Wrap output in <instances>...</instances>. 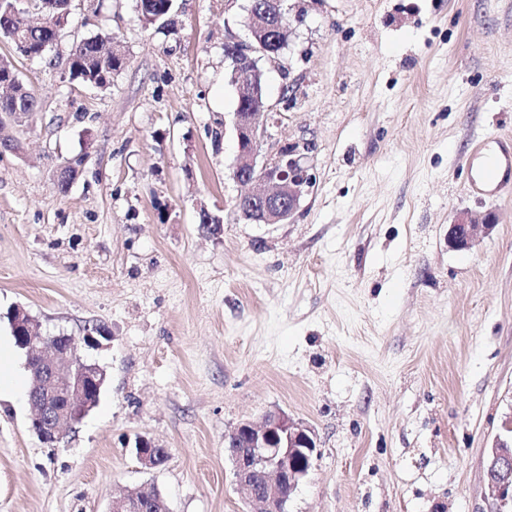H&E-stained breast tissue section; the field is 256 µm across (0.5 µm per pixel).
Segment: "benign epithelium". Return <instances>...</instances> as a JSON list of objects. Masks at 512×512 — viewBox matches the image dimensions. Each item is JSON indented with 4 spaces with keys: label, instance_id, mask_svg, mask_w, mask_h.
Here are the masks:
<instances>
[{
    "label": "benign epithelium",
    "instance_id": "1",
    "mask_svg": "<svg viewBox=\"0 0 512 512\" xmlns=\"http://www.w3.org/2000/svg\"><path fill=\"white\" fill-rule=\"evenodd\" d=\"M280 11L255 18V29L247 41L231 36L224 40V59L229 62L231 81L239 86L254 74H263L259 62H277L286 46L288 11L279 0ZM271 34L272 47L256 46L255 30ZM272 113L268 107L246 112L239 106L231 113L236 154L231 177L242 186L258 184L259 190L236 199L235 207L245 221L255 224H283L297 211L302 196L313 186V175L298 150L280 148L258 162L260 138ZM497 226L490 212L469 210L457 214L448 227V244L467 250L488 237ZM10 325L18 331L26 348V368L32 371L28 396L33 409L32 430L46 440L41 427H50L53 440L59 432L85 415L99 399L102 368L81 363L79 344L90 349L103 347L93 332L85 331L81 343L63 351L56 349L58 337L42 335L40 325L22 306L9 314ZM502 433L488 453L485 479L497 501L496 512H512V415L501 425ZM224 453L232 464L236 484L246 491L248 512H288L292 494L312 468L317 457L315 431L281 410L268 411L257 420L238 424L224 435ZM135 454L146 468H156L168 456V449L148 440H138ZM145 489L137 488L112 498L108 512H147Z\"/></svg>",
    "mask_w": 512,
    "mask_h": 512
}]
</instances>
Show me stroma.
Masks as SVG:
<instances>
[{
    "instance_id": "obj_1",
    "label": "stroma",
    "mask_w": 512,
    "mask_h": 512,
    "mask_svg": "<svg viewBox=\"0 0 512 512\" xmlns=\"http://www.w3.org/2000/svg\"><path fill=\"white\" fill-rule=\"evenodd\" d=\"M245 5L176 0L169 34L137 0H72L48 62L0 37L42 106L0 152V342L17 305L46 336H112L85 353L106 374L97 406L54 444L28 398L0 399V512H107L144 484L170 512H247L224 435L274 409L317 437L290 512H494L512 185L473 192L466 159L512 138V0H286L260 153L308 145L314 185L285 224L233 208L224 40L245 38ZM97 34L127 58L105 91L68 75L73 43ZM464 210L497 227L458 251ZM141 438L168 449L162 466L141 465Z\"/></svg>"
}]
</instances>
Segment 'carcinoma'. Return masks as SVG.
I'll list each match as a JSON object with an SVG mask.
<instances>
[{"label": "carcinoma", "mask_w": 512, "mask_h": 512, "mask_svg": "<svg viewBox=\"0 0 512 512\" xmlns=\"http://www.w3.org/2000/svg\"><path fill=\"white\" fill-rule=\"evenodd\" d=\"M46 0H0V36L8 39L16 51L27 58L42 57L43 48L53 44L56 33L51 28L31 30L24 27L22 17L40 12ZM148 9L141 14L142 20L149 25L172 31V19L175 0H147ZM73 57L69 79L79 83H88L106 90L112 85V76L124 65V59L105 44V38L94 36L75 43L71 49ZM40 105L34 95L22 93L18 97H0V115L10 116L21 122L39 111ZM83 157L76 156L66 162L57 176V191L64 193L71 181L81 171Z\"/></svg>", "instance_id": "cac0c4a2"}]
</instances>
